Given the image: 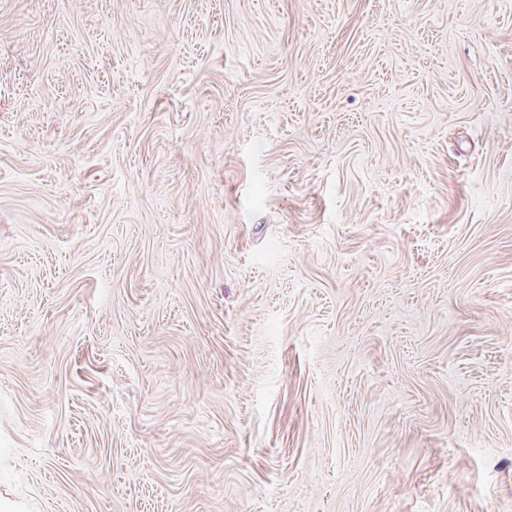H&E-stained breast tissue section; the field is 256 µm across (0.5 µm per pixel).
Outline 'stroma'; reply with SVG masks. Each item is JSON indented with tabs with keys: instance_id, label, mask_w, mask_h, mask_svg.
Listing matches in <instances>:
<instances>
[{
	"instance_id": "stroma-1",
	"label": "stroma",
	"mask_w": 512,
	"mask_h": 512,
	"mask_svg": "<svg viewBox=\"0 0 512 512\" xmlns=\"http://www.w3.org/2000/svg\"><path fill=\"white\" fill-rule=\"evenodd\" d=\"M0 501L512 512V0H0Z\"/></svg>"
}]
</instances>
